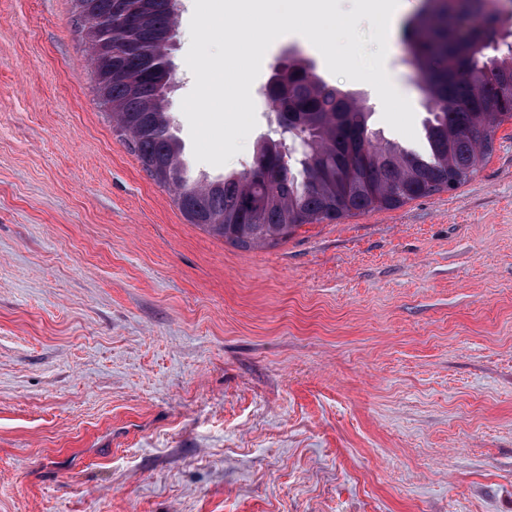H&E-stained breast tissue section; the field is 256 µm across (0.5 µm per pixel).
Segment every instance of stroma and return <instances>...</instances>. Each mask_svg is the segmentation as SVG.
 Listing matches in <instances>:
<instances>
[{"label":"stroma","instance_id":"35a3bbf8","mask_svg":"<svg viewBox=\"0 0 512 512\" xmlns=\"http://www.w3.org/2000/svg\"><path fill=\"white\" fill-rule=\"evenodd\" d=\"M392 19L385 68L415 139L374 88L303 36L268 48L360 93L371 127L424 152V93ZM72 0H0V512H512V125L452 192L306 225L243 250L187 223L92 90Z\"/></svg>","mask_w":512,"mask_h":512}]
</instances>
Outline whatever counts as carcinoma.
Masks as SVG:
<instances>
[{"label": "carcinoma", "mask_w": 512, "mask_h": 512, "mask_svg": "<svg viewBox=\"0 0 512 512\" xmlns=\"http://www.w3.org/2000/svg\"><path fill=\"white\" fill-rule=\"evenodd\" d=\"M112 17V33L84 26L93 61L101 63L98 99L143 170L171 190L186 220L231 245L274 246L307 224L355 212L393 209L472 178L493 151L497 130L512 123V38L485 41V29L433 30L440 47H414L429 94L453 107L425 123L428 156L370 136L371 112L356 97L311 71L288 65L282 102L303 135L295 172L279 141L257 144L249 169L191 183L184 149L170 132L169 34L173 0H73Z\"/></svg>", "instance_id": "cac0c4a2"}]
</instances>
